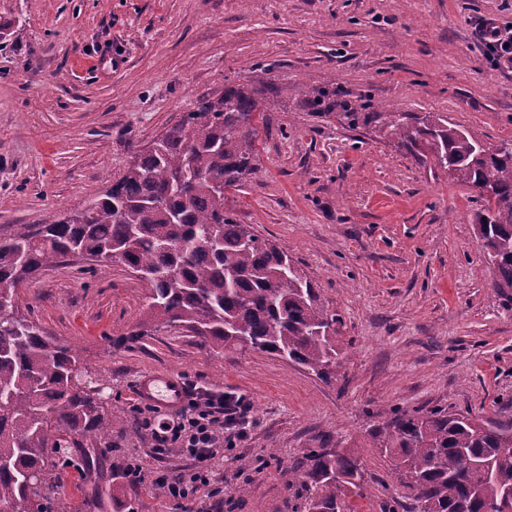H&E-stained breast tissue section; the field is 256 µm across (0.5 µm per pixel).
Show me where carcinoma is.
I'll list each match as a JSON object with an SVG mask.
<instances>
[{
    "label": "carcinoma",
    "instance_id": "1",
    "mask_svg": "<svg viewBox=\"0 0 512 512\" xmlns=\"http://www.w3.org/2000/svg\"><path fill=\"white\" fill-rule=\"evenodd\" d=\"M264 103L245 86L203 97L123 176L77 213L0 230V504L12 512H66L55 498L59 462L83 443L112 442L121 421L105 384L73 348L16 309L46 267L85 254L137 273L150 316L214 350L273 355L321 378L336 375L342 320L288 252L240 224L223 191L257 169ZM382 124L400 147L466 184L484 201L474 216L493 288L512 302V141L475 135L434 114L346 112ZM371 437L402 478L416 512H488L512 483V425L446 408L393 410ZM349 448H311L293 469L294 512H353L364 485Z\"/></svg>",
    "mask_w": 512,
    "mask_h": 512
}]
</instances>
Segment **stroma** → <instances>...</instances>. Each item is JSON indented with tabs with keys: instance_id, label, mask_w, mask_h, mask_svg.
I'll list each match as a JSON object with an SVG mask.
<instances>
[{
	"instance_id": "35a3bbf8",
	"label": "stroma",
	"mask_w": 512,
	"mask_h": 512,
	"mask_svg": "<svg viewBox=\"0 0 512 512\" xmlns=\"http://www.w3.org/2000/svg\"><path fill=\"white\" fill-rule=\"evenodd\" d=\"M483 19L512 29V0H0V225L82 207L201 96L251 84L265 104L258 170L229 205L320 289L349 353L323 380L267 354L212 351L179 327L142 337L145 294L122 263L42 270L20 313L80 350L122 418L91 477L58 470L68 512L107 496L131 462L148 480H121L119 493L137 512H217L222 499L292 512L288 472L321 446L362 453L359 512H407L369 436L392 408L512 422V309L475 237L481 201L382 127L341 117L434 112L512 140V70L487 59ZM324 89L336 105L320 113L311 101ZM150 372L249 402L254 424L224 453L219 496L174 501L150 482L193 465L155 455L140 425L136 381Z\"/></svg>"
}]
</instances>
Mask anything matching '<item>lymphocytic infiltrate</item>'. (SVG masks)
<instances>
[{"instance_id": "obj_1", "label": "lymphocytic infiltrate", "mask_w": 512, "mask_h": 512, "mask_svg": "<svg viewBox=\"0 0 512 512\" xmlns=\"http://www.w3.org/2000/svg\"><path fill=\"white\" fill-rule=\"evenodd\" d=\"M143 429L151 431L155 454L178 449L192 458L194 470L186 475H155L153 482L173 500L195 497L202 489L220 481L213 467L215 459L223 457L225 449L236 447L252 426L250 405L241 397H231L208 391L194 392L187 406L173 413L169 421L156 423L154 418L141 421Z\"/></svg>"}]
</instances>
